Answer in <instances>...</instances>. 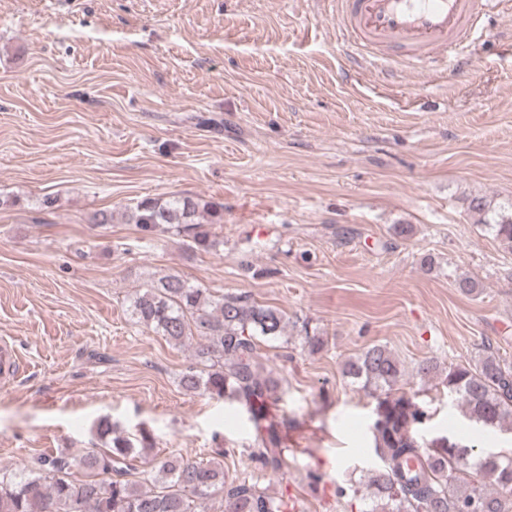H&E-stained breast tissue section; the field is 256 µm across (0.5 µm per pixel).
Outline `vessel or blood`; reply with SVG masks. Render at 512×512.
Segmentation results:
<instances>
[{"label":"vessel or blood","mask_w":512,"mask_h":512,"mask_svg":"<svg viewBox=\"0 0 512 512\" xmlns=\"http://www.w3.org/2000/svg\"><path fill=\"white\" fill-rule=\"evenodd\" d=\"M503 0H336V27L351 58L387 53L404 68L465 64L462 47L485 12ZM20 362L0 347V384L9 385Z\"/></svg>","instance_id":"vessel-or-blood-1"}]
</instances>
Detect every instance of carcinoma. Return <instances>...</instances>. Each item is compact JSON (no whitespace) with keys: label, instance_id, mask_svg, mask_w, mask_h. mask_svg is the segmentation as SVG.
<instances>
[{"label":"carcinoma","instance_id":"obj_1","mask_svg":"<svg viewBox=\"0 0 512 512\" xmlns=\"http://www.w3.org/2000/svg\"><path fill=\"white\" fill-rule=\"evenodd\" d=\"M469 211L500 245L512 251V214L492 209L482 196ZM128 221L151 234L159 227L191 238L206 252L215 246L204 224H219L222 207L202 199L172 195L140 201ZM135 323L182 345L198 336L194 362L180 374L188 392L243 404L259 433L256 456L275 471L284 464L282 429L290 422L268 415L283 394L281 380L258 362L260 343L285 336L288 319L278 308L247 295L215 296L177 275L144 284L131 300ZM301 346L314 354L323 337L302 325ZM344 375L373 395L372 435L383 461L359 480L354 495L362 512H512V457H477L473 446L461 460L459 441L421 434L429 416L416 398L395 389L405 375L403 362L385 345H373L343 365ZM422 384L439 378L465 417L486 428L512 425V363L485 355L475 363L441 367L424 360L414 367ZM100 445L79 457L47 456L22 471L0 467V512H287L286 502L246 482L224 488L223 453L207 460L149 457L150 436L121 434L104 420L97 425Z\"/></svg>","mask_w":512,"mask_h":512}]
</instances>
